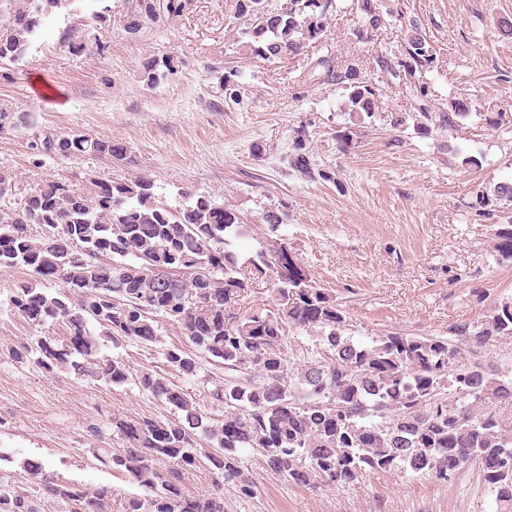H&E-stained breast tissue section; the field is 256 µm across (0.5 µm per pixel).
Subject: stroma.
Here are the masks:
<instances>
[{
  "instance_id": "1",
  "label": "stroma",
  "mask_w": 512,
  "mask_h": 512,
  "mask_svg": "<svg viewBox=\"0 0 512 512\" xmlns=\"http://www.w3.org/2000/svg\"><path fill=\"white\" fill-rule=\"evenodd\" d=\"M383 22L365 23L361 0H333L324 31L298 54L259 55L260 39L238 0H188L180 16L145 22L129 34L124 0H104L108 25L84 26L83 16L49 15L27 55L0 64V109L32 112L29 130L0 129V172L12 176L11 206L30 187L59 181L89 191L92 180L143 178L158 202L175 208L207 196L238 213L240 266L285 243L315 284L335 296L355 339L391 332L450 336L460 323L482 321L495 302L512 298V262L494 253L493 226L476 213L479 194L512 184V0H372ZM418 29H411L410 20ZM84 28L99 50L73 56L58 37ZM420 33L432 67L405 84L394 69L401 46ZM331 57L356 68L378 91V108L361 123L349 118L348 92L314 82L310 68ZM169 58L157 82L147 63ZM426 96H418L416 86ZM41 96H34V89ZM469 99L470 115L452 128L419 134L413 123L393 127L398 114L420 107L447 112ZM501 114L500 128L485 117ZM83 134L125 145L124 160L86 154L73 159L34 154L31 138ZM305 137L321 177L297 176L288 157ZM283 214L278 231L265 212ZM25 271H0V469L25 488L24 460L48 475L86 489H108L112 510L141 489L125 474L99 467L98 444L117 447L111 421L120 416L173 420L170 405L134 382L145 372L165 376L190 393L210 422L224 419L212 393L224 367L198 353L188 378L168 368L163 353L187 346L181 328L158 318V343L106 346L133 380L121 387L34 362L16 363L12 347L34 342L40 328L14 312L9 299ZM242 467L252 486L224 488L225 512H494L476 468L450 483L420 474L370 473L348 486L306 489L266 471L246 451Z\"/></svg>"
}]
</instances>
